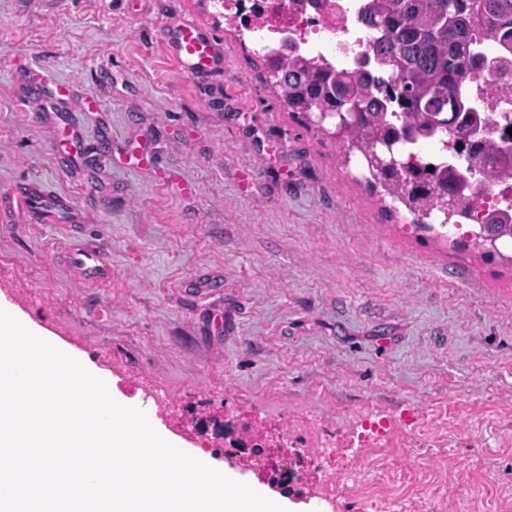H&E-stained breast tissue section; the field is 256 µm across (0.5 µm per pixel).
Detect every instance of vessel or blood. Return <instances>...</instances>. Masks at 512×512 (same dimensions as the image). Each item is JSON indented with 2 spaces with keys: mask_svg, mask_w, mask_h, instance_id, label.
<instances>
[{
  "mask_svg": "<svg viewBox=\"0 0 512 512\" xmlns=\"http://www.w3.org/2000/svg\"><path fill=\"white\" fill-rule=\"evenodd\" d=\"M155 40L166 55L185 74L204 77L224 66L217 38L189 19L157 25ZM85 209L69 195L49 189L30 179L0 194L1 224H62L67 229L63 256L78 276L90 287L112 282V254L101 240L88 235Z\"/></svg>",
  "mask_w": 512,
  "mask_h": 512,
  "instance_id": "obj_1",
  "label": "vessel or blood"
}]
</instances>
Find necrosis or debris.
Masks as SVG:
<instances>
[{
	"mask_svg": "<svg viewBox=\"0 0 512 512\" xmlns=\"http://www.w3.org/2000/svg\"><path fill=\"white\" fill-rule=\"evenodd\" d=\"M370 5L371 0H224V15L236 20L261 51L280 49L284 41L291 40L309 59L325 61L340 71L360 69L374 75L380 64L368 44L380 39L381 33L362 21ZM509 210L512 182L492 185L482 200L471 206L468 232H479L490 213ZM300 429L308 444L320 449L326 462L316 487L320 500L328 504L348 498L361 505L364 512H431L435 501L447 496L441 484L428 486L415 501L390 493L389 485L412 482V475L388 472L369 480L360 470L337 463L335 437L313 417L302 418Z\"/></svg>",
	"mask_w": 512,
	"mask_h": 512,
	"instance_id": "necrosis-or-debris-1",
	"label": "necrosis or debris"
}]
</instances>
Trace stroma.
Wrapping results in <instances>:
<instances>
[{"label":"stroma","instance_id":"35a3bbf8","mask_svg":"<svg viewBox=\"0 0 512 512\" xmlns=\"http://www.w3.org/2000/svg\"><path fill=\"white\" fill-rule=\"evenodd\" d=\"M193 18L224 44L205 83L182 74L155 25ZM61 84L97 185L72 172L68 137L29 82ZM34 178L90 208L112 285L58 256V224L0 229V293L142 399L162 424L224 459L223 421L257 446L322 463L302 413L338 440L365 418L385 447L350 464L420 471L512 512V264L452 247L392 214L334 143L289 115L212 0H0V191ZM219 286L200 294L195 282ZM424 443L425 456L410 452Z\"/></svg>","mask_w":512,"mask_h":512}]
</instances>
